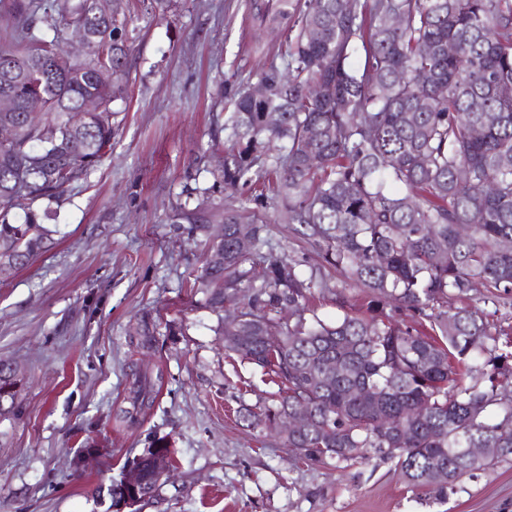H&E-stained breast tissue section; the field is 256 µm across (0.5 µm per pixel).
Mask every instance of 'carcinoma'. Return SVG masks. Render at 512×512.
Instances as JSON below:
<instances>
[{
  "instance_id": "obj_1",
  "label": "carcinoma",
  "mask_w": 512,
  "mask_h": 512,
  "mask_svg": "<svg viewBox=\"0 0 512 512\" xmlns=\"http://www.w3.org/2000/svg\"><path fill=\"white\" fill-rule=\"evenodd\" d=\"M16 25L0 43V112L14 138L0 142V275L46 248L51 204L112 148L122 80L133 51L126 13L94 0H9ZM260 27L284 30L287 70L270 65L252 84L226 83L224 166L212 185L183 189L172 222L209 241L198 287L213 308L240 304V337L227 350L274 376L277 403L240 413L252 424L307 411L308 427L284 436L298 461L338 469L379 456L411 491L448 497L494 460L512 459V342L470 306L475 285L512 293V0H251ZM79 37L95 43L83 62L58 55ZM323 92L313 97L309 88ZM46 112L28 121L27 101ZM95 99L103 109H83ZM239 201L215 202L216 192ZM317 247L324 261L365 289L364 313L327 321L310 312L318 269L274 254L259 209ZM224 263H211L212 255ZM405 309L412 324L392 313ZM288 309L293 323L282 321ZM136 347L150 349L143 322ZM341 368L322 379L325 361ZM144 379L130 423L153 403ZM16 372L0 361V416L14 411ZM463 448H489L484 458ZM136 460L141 483L112 482V505L149 499L155 459Z\"/></svg>"
}]
</instances>
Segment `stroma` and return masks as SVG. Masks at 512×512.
<instances>
[{
    "mask_svg": "<svg viewBox=\"0 0 512 512\" xmlns=\"http://www.w3.org/2000/svg\"><path fill=\"white\" fill-rule=\"evenodd\" d=\"M122 3L134 51L112 149L65 192L45 251L0 276V361L23 376L15 416L0 420V512H110L111 482L158 447L173 468L138 512H512V462L440 500L377 457L340 470L295 461L277 430L238 418L274 405L278 387L225 349V313L195 284L204 238L170 215L196 168L224 163L221 80L281 64L282 34L256 27L249 0H171L162 19ZM263 214L275 252L319 265L320 316L363 308V289L274 207ZM471 303L512 340V297L480 286ZM145 320L159 335L140 353ZM142 373L158 379L154 402L130 425L119 413Z\"/></svg>",
    "mask_w": 512,
    "mask_h": 512,
    "instance_id": "obj_1",
    "label": "stroma"
}]
</instances>
